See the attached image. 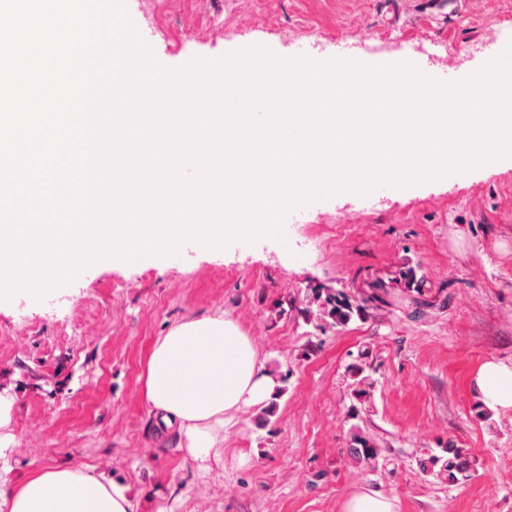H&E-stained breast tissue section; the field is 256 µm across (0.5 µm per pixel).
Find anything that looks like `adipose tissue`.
<instances>
[{"label":"adipose tissue","instance_id":"ef3b65f1","mask_svg":"<svg viewBox=\"0 0 512 512\" xmlns=\"http://www.w3.org/2000/svg\"><path fill=\"white\" fill-rule=\"evenodd\" d=\"M484 404L512 411V366L495 360L476 372ZM275 387L250 336L239 323L218 315L189 319L159 337L149 355L145 397L180 445L206 465L222 442L234 413L264 403ZM125 487L102 475L51 467L21 485L0 488V512H138Z\"/></svg>","mask_w":512,"mask_h":512}]
</instances>
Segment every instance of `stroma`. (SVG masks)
Listing matches in <instances>:
<instances>
[{"label": "stroma", "instance_id": "35a3bbf8", "mask_svg": "<svg viewBox=\"0 0 512 512\" xmlns=\"http://www.w3.org/2000/svg\"><path fill=\"white\" fill-rule=\"evenodd\" d=\"M125 5L171 69L260 45L284 59L312 47L324 59L412 60L435 74L446 54L436 31L451 27L460 81L487 59L470 45L512 43L505 0H456L430 28L419 22L425 0ZM282 233L219 254L185 242L174 255L97 262L42 298L0 301V400L12 435L0 449V487L67 467L128 486L140 512H342L368 489L397 512H512V411L487 408L474 387L485 361L512 365V168H472L375 198H319ZM410 267L415 288L398 276ZM318 288L345 289L363 312L344 326L320 318ZM218 314L286 381L268 423L259 408L238 413L202 473L147 402L144 375L157 338ZM355 363L374 380L364 405ZM355 423L377 440L384 468L353 462ZM446 446L471 460L457 485L417 468Z\"/></svg>", "mask_w": 512, "mask_h": 512}]
</instances>
